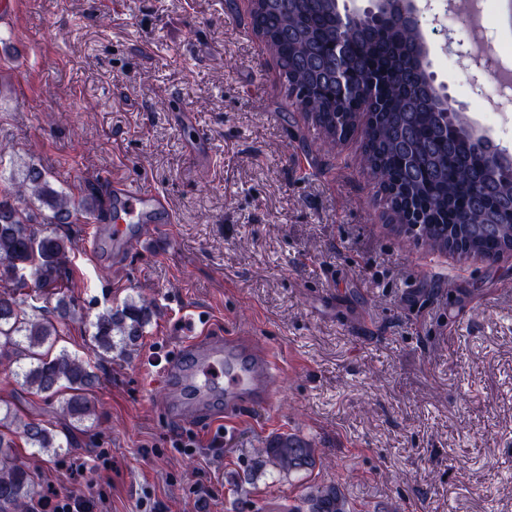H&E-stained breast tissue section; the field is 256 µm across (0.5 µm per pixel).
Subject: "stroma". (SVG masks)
Returning <instances> with one entry per match:
<instances>
[{
    "instance_id": "stroma-1",
    "label": "stroma",
    "mask_w": 512,
    "mask_h": 512,
    "mask_svg": "<svg viewBox=\"0 0 512 512\" xmlns=\"http://www.w3.org/2000/svg\"><path fill=\"white\" fill-rule=\"evenodd\" d=\"M0 22V149L43 167L55 188L112 181L162 190L176 214L127 263L85 256L69 225L75 308L60 344L91 354L88 322L144 298L139 344L99 364L97 417L61 456L33 455L37 492L94 484L104 512H287L310 481H340L354 512H512V256L441 254L396 230L362 161L361 134L332 142L289 106L245 0H11ZM436 84L469 125L491 126L466 79L426 32ZM195 112L214 143L187 150ZM193 307L216 332L252 331L281 351L275 413L214 447L217 425H175L142 365L174 354ZM71 424L0 365V404ZM292 431L324 452L288 475L260 450ZM195 435L191 448L175 434ZM110 470L90 472L100 451Z\"/></svg>"
}]
</instances>
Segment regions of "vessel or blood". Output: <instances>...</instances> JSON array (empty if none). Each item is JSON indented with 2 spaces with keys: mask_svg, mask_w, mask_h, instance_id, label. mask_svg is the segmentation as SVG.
I'll return each mask as SVG.
<instances>
[{
  "mask_svg": "<svg viewBox=\"0 0 512 512\" xmlns=\"http://www.w3.org/2000/svg\"><path fill=\"white\" fill-rule=\"evenodd\" d=\"M163 192L124 185L114 193L119 224L110 226L115 262L155 233L158 223H172ZM280 358L261 338L244 331L216 336L191 331L178 357L160 371L167 392L165 409L181 423L223 420L231 429L245 417L260 422L277 405Z\"/></svg>",
  "mask_w": 512,
  "mask_h": 512,
  "instance_id": "1",
  "label": "vessel or blood"
}]
</instances>
